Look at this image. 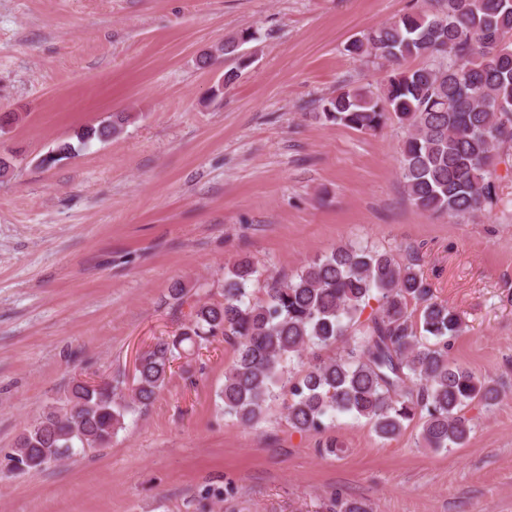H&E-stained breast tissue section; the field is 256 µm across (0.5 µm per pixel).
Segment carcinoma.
I'll return each instance as SVG.
<instances>
[{
	"instance_id": "obj_1",
	"label": "carcinoma",
	"mask_w": 512,
	"mask_h": 512,
	"mask_svg": "<svg viewBox=\"0 0 512 512\" xmlns=\"http://www.w3.org/2000/svg\"><path fill=\"white\" fill-rule=\"evenodd\" d=\"M373 28L347 51L388 67L380 93L341 87L322 104L324 119L376 131L388 116L407 129L400 175L413 205L426 213L476 217L498 203L496 166L512 155V0H436ZM256 39L245 30L224 40L238 54ZM410 58L418 67L406 66ZM130 115L87 127L80 143L118 135ZM264 272L240 259L224 272V301L198 302L189 323L138 356L134 382L89 387L78 381L17 437L8 470L31 474L69 458L75 446L108 444L126 416L150 406L174 362L224 337L234 359L224 370V414L259 424L288 395L285 417L298 432L320 433L326 420L364 418L382 440L418 421L426 448L463 446L473 430L464 410L496 405L502 391L448 356L463 330L459 313L433 299L412 264L392 252L339 245L292 277L275 279L256 300ZM336 344L341 351L324 356Z\"/></svg>"
}]
</instances>
